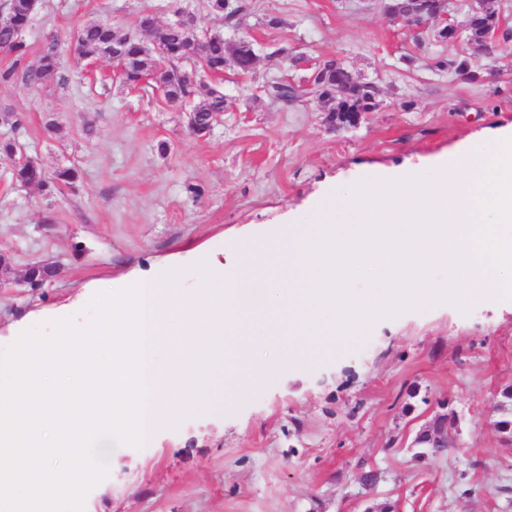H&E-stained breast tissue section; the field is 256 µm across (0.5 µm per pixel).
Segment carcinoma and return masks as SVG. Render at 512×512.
Returning a JSON list of instances; mask_svg holds the SVG:
<instances>
[{"label": "carcinoma", "instance_id": "obj_1", "mask_svg": "<svg viewBox=\"0 0 512 512\" xmlns=\"http://www.w3.org/2000/svg\"><path fill=\"white\" fill-rule=\"evenodd\" d=\"M485 6L472 13L467 19L468 33L476 44L483 42L487 35L495 33L499 17L492 0H484ZM37 10L33 0H10L6 5V15L0 20V50L13 55L11 65L0 69V83H9L16 78L30 86L41 85L44 79L67 67V55L74 52L75 60L86 57L112 58V46L121 50L122 68L119 70L122 83L139 87L143 84L154 90L163 91L165 99L171 103L188 104L190 111L196 114V122L190 132L199 139L210 133L211 122L226 110L224 93L219 86L202 79H193L181 69L185 60L199 63L203 71L221 77L228 65L243 73L253 72L256 65V53L248 41L228 44L224 35L214 33L204 38H194L187 30L193 26H202L201 18L190 6H179L177 11L183 19L179 24L157 23L150 13L138 17L137 28L149 35V41L122 32L102 23L85 25L76 32L72 46L51 36L46 39L38 64H25L28 45L24 33L28 29L32 16ZM207 14L224 21V26L237 28L249 15L247 0H236L232 7H225V0H207ZM161 44L169 53L167 64L159 70L154 79H143V68L147 64V46ZM433 67L439 71H454L475 81L479 74L472 71L470 63L464 58L438 56L433 59ZM312 84L309 90L298 89L286 79L270 80L263 85L265 96L273 103L288 106L304 99L311 93L329 104L326 113L327 123L334 129L348 127L343 115L350 112H374L379 106L380 89L372 83L362 82L338 60L332 58L319 62L308 78ZM20 144L15 140L0 141V156L13 161L12 180L19 185L35 184L44 188L64 184L72 186L78 180V171L65 168L48 176L32 160L16 159ZM455 425V413L444 412L432 422L421 428L414 438L415 444L422 447L419 455H436L445 448H431L430 442L435 435Z\"/></svg>", "mask_w": 512, "mask_h": 512}]
</instances>
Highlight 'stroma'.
Segmentation results:
<instances>
[{"instance_id": "stroma-1", "label": "stroma", "mask_w": 512, "mask_h": 512, "mask_svg": "<svg viewBox=\"0 0 512 512\" xmlns=\"http://www.w3.org/2000/svg\"><path fill=\"white\" fill-rule=\"evenodd\" d=\"M168 3L40 0L27 61L37 64L48 36L67 43L89 23L127 32L146 11L168 23ZM252 4L248 26L225 37L253 42L256 69L225 70L227 109L203 139L189 134L180 107L130 89L107 59L36 88L0 84V113L25 118L18 133L0 123V139L16 138L47 173L78 171L71 187L19 186L0 158V255L11 281L0 288V349L15 322L35 325L59 309L80 316L98 289L163 265L180 269L185 289L203 258L238 273V243L307 222L338 184L430 165L512 130V56H488L465 39L436 42L429 26L413 37L380 0ZM269 15L281 25L268 27ZM278 48L341 60L379 86V109L333 130L318 100L283 108L258 97L269 78L308 74L272 61ZM437 55L467 58L480 80L429 68ZM49 116L59 134L44 132ZM35 262L58 269L38 288L23 280ZM271 357L262 384L237 403L215 391L208 411L114 453L84 512H372L384 503L395 512H512V436L495 425L512 386V300L405 311L318 359ZM443 408L457 416L454 444L418 458L411 441ZM367 468L379 473L370 488Z\"/></svg>"}]
</instances>
